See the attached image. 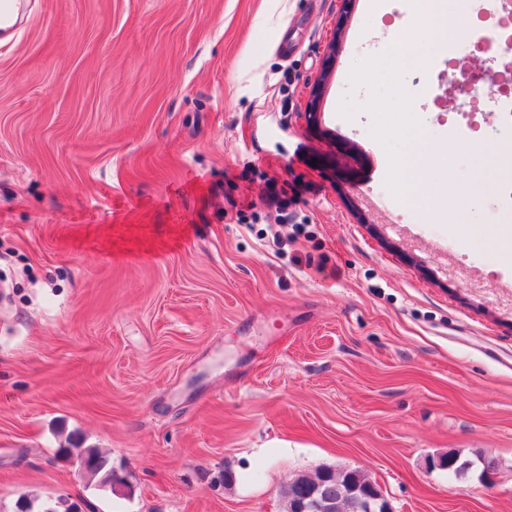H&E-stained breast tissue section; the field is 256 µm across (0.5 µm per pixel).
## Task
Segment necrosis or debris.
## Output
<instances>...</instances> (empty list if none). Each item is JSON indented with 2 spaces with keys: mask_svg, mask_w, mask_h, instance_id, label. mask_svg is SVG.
Instances as JSON below:
<instances>
[{
  "mask_svg": "<svg viewBox=\"0 0 512 512\" xmlns=\"http://www.w3.org/2000/svg\"><path fill=\"white\" fill-rule=\"evenodd\" d=\"M471 32L470 45L490 63L494 78L473 81L464 57L445 49V61L432 83L441 92L433 106L446 116L448 134L476 140L482 117L493 111L512 127V0H458Z\"/></svg>",
  "mask_w": 512,
  "mask_h": 512,
  "instance_id": "obj_1",
  "label": "necrosis or debris"
}]
</instances>
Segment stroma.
<instances>
[{"label":"stroma","mask_w":512,"mask_h":512,"mask_svg":"<svg viewBox=\"0 0 512 512\" xmlns=\"http://www.w3.org/2000/svg\"><path fill=\"white\" fill-rule=\"evenodd\" d=\"M407 3L36 0L0 42V512H284L324 466L393 512H512V222L448 197L512 128L449 139L418 93L445 36L390 59ZM421 134L447 167L408 198ZM283 202L311 237L278 255ZM70 445L73 448H58L56 452L57 456L67 460L71 457H76V459L86 458L90 466L88 467L87 462H84L82 465L77 467V471L79 473H83L88 467L84 474L88 475L92 479H96L99 476H101V485H109L110 487H112L111 484L109 483L112 478V469L107 467V459L99 450V448H80V446L78 445Z\"/></svg>","instance_id":"35a3bbf8"}]
</instances>
